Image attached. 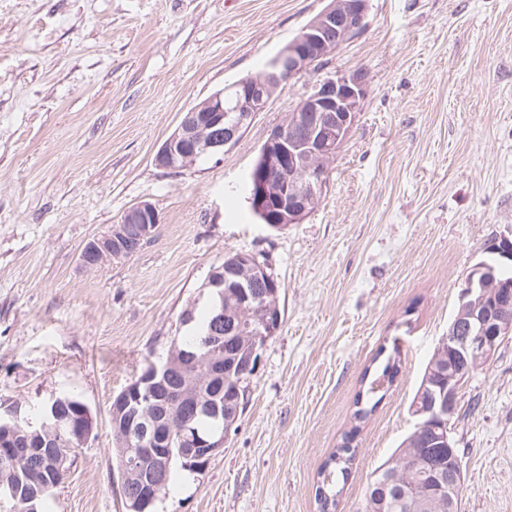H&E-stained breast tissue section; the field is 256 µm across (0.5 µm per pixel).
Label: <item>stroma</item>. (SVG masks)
I'll return each instance as SVG.
<instances>
[{"instance_id": "obj_1", "label": "stroma", "mask_w": 512, "mask_h": 512, "mask_svg": "<svg viewBox=\"0 0 512 512\" xmlns=\"http://www.w3.org/2000/svg\"><path fill=\"white\" fill-rule=\"evenodd\" d=\"M328 0H0V403L75 395L96 429L48 512H125L110 407L182 335L213 267L249 251L282 285V327L203 470L175 468L153 512H317V474L357 429L337 512L413 429L422 372L491 241L512 232V0H370L364 28L271 97L223 155H154L190 107L254 77ZM361 72L355 126L320 205L270 229L248 177L318 79ZM160 216L120 262L84 246L133 205ZM393 385L355 398L380 348ZM459 512H512V335L462 384ZM392 354H390L386 361L378 366L376 370L370 375L367 384L365 386V390L359 391L355 405L358 409L354 412V419L358 421H362L372 412L376 402L381 398L384 394L383 391H376V387L383 384L385 380H387L388 385L393 383L395 377L399 372V364H400V351L393 347ZM382 393V394H380ZM380 394V395H379ZM372 402L371 406L368 408Z\"/></svg>"}]
</instances>
